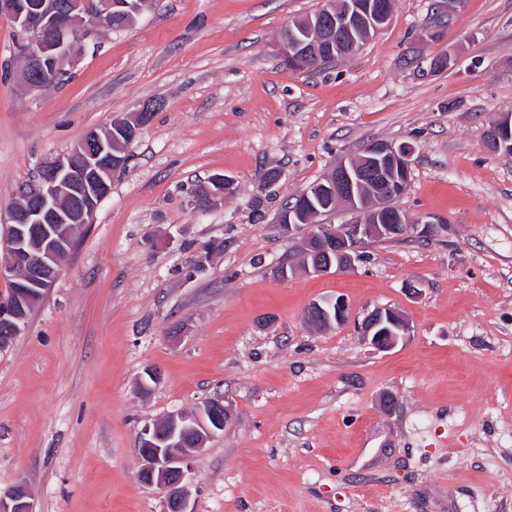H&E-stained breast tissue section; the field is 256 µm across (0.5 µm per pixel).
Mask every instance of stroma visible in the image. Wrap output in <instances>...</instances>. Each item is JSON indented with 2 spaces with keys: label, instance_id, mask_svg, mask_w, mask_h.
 I'll use <instances>...</instances> for the list:
<instances>
[{
  "label": "stroma",
  "instance_id": "obj_1",
  "mask_svg": "<svg viewBox=\"0 0 512 512\" xmlns=\"http://www.w3.org/2000/svg\"><path fill=\"white\" fill-rule=\"evenodd\" d=\"M320 5L157 0L39 92L0 19V212L44 161L160 104L0 349V486L24 481L36 512H163L139 433L216 396L230 417L192 459L191 512H512V155L484 142L512 111V0H395L354 55L284 66L281 31ZM373 142L412 146L394 205L444 231L306 273L284 205ZM217 174L235 194L196 209ZM329 297L349 322L308 325ZM382 307L412 326L388 352L360 334Z\"/></svg>",
  "mask_w": 512,
  "mask_h": 512
}]
</instances>
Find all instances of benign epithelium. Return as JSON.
<instances>
[{"mask_svg": "<svg viewBox=\"0 0 512 512\" xmlns=\"http://www.w3.org/2000/svg\"><path fill=\"white\" fill-rule=\"evenodd\" d=\"M148 6V0H0V18H8L25 36L21 81L32 91L51 86L78 57L81 39L93 30H114L112 20L131 24ZM391 11L380 0H329L315 18L297 19L288 35L279 40V52L294 69L312 62L323 64L354 51L389 21ZM156 103L148 102L126 121L91 130L67 154L46 161L39 169L24 201L4 214L0 223V277L15 278L18 269L28 270L36 291L21 300L32 307L57 278L74 245L70 230L89 224L99 204L112 190V177L123 170L126 158L112 154L117 134L138 130L146 124ZM413 147L409 144L375 142L343 160L326 177L302 191L305 200L325 189L336 193L358 219L340 229L318 225L304 236L299 251L303 265L313 274L342 271L360 256V249L380 237L438 231L422 215L390 211L389 195L403 189L392 183L387 168L410 173ZM307 321L323 327L348 321L349 306L340 298L313 302ZM26 315L8 300L0 301V325L9 335L20 334ZM364 340L380 351L396 347L411 335L412 327L399 310H375L360 326ZM229 414L224 399L202 402L190 413L178 412L144 427L135 448L144 484L163 491L164 512H191L188 473L194 453L224 428ZM0 512H36L27 486L18 482L0 490Z\"/></svg>", "mask_w": 512, "mask_h": 512, "instance_id": "7a95c632", "label": "benign epithelium"}]
</instances>
